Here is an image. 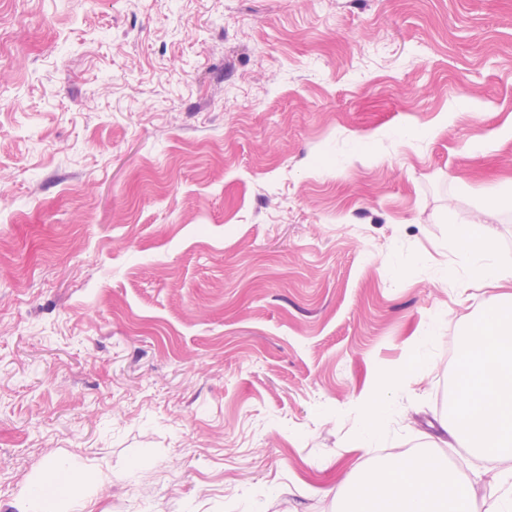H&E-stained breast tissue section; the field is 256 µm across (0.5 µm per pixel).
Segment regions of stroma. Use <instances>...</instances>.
<instances>
[{
	"label": "stroma",
	"mask_w": 512,
	"mask_h": 512,
	"mask_svg": "<svg viewBox=\"0 0 512 512\" xmlns=\"http://www.w3.org/2000/svg\"><path fill=\"white\" fill-rule=\"evenodd\" d=\"M0 32V512L59 459L87 512L507 469L442 420L493 294L449 230L512 183V0H0ZM383 392V389H375L361 397L365 422L359 432L356 448H369L372 441L386 432L389 409L385 407Z\"/></svg>",
	"instance_id": "obj_1"
}]
</instances>
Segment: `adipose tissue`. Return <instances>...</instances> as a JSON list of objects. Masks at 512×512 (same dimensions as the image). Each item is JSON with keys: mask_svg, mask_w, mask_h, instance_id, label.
I'll list each match as a JSON object with an SVG mask.
<instances>
[{"mask_svg": "<svg viewBox=\"0 0 512 512\" xmlns=\"http://www.w3.org/2000/svg\"><path fill=\"white\" fill-rule=\"evenodd\" d=\"M481 212L450 232L470 275L512 288V260L496 255L483 231V211L512 210V188L480 190ZM463 358L450 415L448 434L468 445L477 457L512 459V303L486 306L462 338ZM365 422L357 446L364 449L387 429L389 410L382 390L361 398ZM497 497L477 498L470 483L451 473L429 452L394 456L348 474L340 483L346 491V512H512V469L493 476ZM84 474L58 462L18 499L16 512H85L84 498L74 488Z\"/></svg>", "mask_w": 512, "mask_h": 512, "instance_id": "adipose-tissue-1", "label": "adipose tissue"}]
</instances>
